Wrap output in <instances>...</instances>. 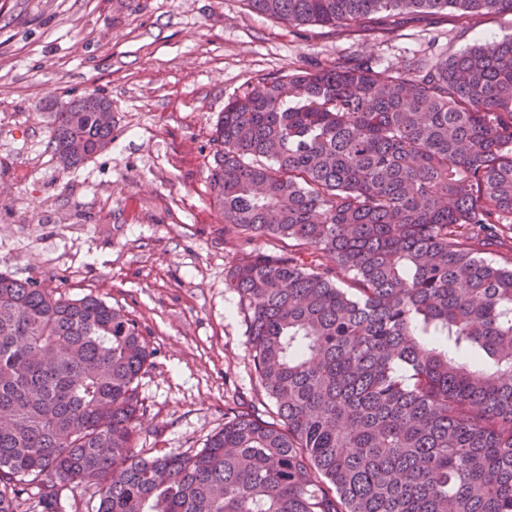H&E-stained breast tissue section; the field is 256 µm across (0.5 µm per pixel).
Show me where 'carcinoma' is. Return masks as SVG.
<instances>
[{
    "label": "carcinoma",
    "instance_id": "1",
    "mask_svg": "<svg viewBox=\"0 0 512 512\" xmlns=\"http://www.w3.org/2000/svg\"><path fill=\"white\" fill-rule=\"evenodd\" d=\"M366 38L406 12L512 0H244ZM54 158L112 142V103L60 105ZM210 201L244 250L270 418L227 417L193 453L138 458V322L0 269V512H512V37L408 76L355 56L265 75L224 104ZM313 258L303 259L304 248ZM502 250L497 263L487 255ZM331 263L322 262V257Z\"/></svg>",
    "mask_w": 512,
    "mask_h": 512
}]
</instances>
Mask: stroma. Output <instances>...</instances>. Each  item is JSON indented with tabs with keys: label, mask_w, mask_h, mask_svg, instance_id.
Returning <instances> with one entry per match:
<instances>
[{
	"label": "stroma",
	"mask_w": 512,
	"mask_h": 512,
	"mask_svg": "<svg viewBox=\"0 0 512 512\" xmlns=\"http://www.w3.org/2000/svg\"><path fill=\"white\" fill-rule=\"evenodd\" d=\"M510 36L512 15L406 14L394 35L353 39L287 27L242 0H0V267L138 321L152 355L136 455L195 452L225 414L270 412L225 284L240 247L206 183L225 101L339 53L411 73ZM94 91L112 102V143L60 170L52 114Z\"/></svg>",
	"instance_id": "stroma-1"
}]
</instances>
